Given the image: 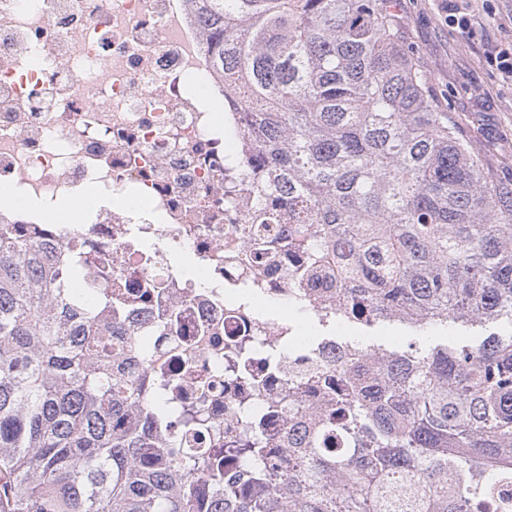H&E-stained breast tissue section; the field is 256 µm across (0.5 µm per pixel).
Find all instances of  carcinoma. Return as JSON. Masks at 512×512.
I'll use <instances>...</instances> for the list:
<instances>
[{
	"label": "carcinoma",
	"instance_id": "1",
	"mask_svg": "<svg viewBox=\"0 0 512 512\" xmlns=\"http://www.w3.org/2000/svg\"><path fill=\"white\" fill-rule=\"evenodd\" d=\"M187 2L260 169L230 260L257 273L288 240L294 287L336 280L329 324L512 326V190L433 106L389 0ZM125 303L112 259L3 227L0 512H512V334L341 343L342 386L291 423L283 466L248 409L223 447L185 446L220 430L159 397L156 329L113 320Z\"/></svg>",
	"mask_w": 512,
	"mask_h": 512
}]
</instances>
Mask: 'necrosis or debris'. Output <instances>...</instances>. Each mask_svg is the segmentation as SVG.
<instances>
[{"mask_svg": "<svg viewBox=\"0 0 512 512\" xmlns=\"http://www.w3.org/2000/svg\"><path fill=\"white\" fill-rule=\"evenodd\" d=\"M214 91L186 0H0V186L16 198L0 207V225L42 228L57 205L94 186L87 221L56 225L55 242L79 236L119 263L129 300L147 307L145 325L165 329L155 373L170 372L173 344L192 364L176 404L210 388L212 425L235 429L250 408L276 447L290 417L272 401L296 377H335L343 350L331 339L268 365L265 350L296 331L260 317L253 301L289 302L297 260L281 254L250 300L238 298L243 275L224 255L249 243L250 148L237 95L225 88L218 111ZM133 240L152 251L132 254ZM174 250L193 258L200 280L172 262ZM240 341L255 349L242 374L224 360ZM258 378L262 396L242 405Z\"/></svg>", "mask_w": 512, "mask_h": 512, "instance_id": "necrosis-or-debris-1", "label": "necrosis or debris"}]
</instances>
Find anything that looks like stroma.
Segmentation results:
<instances>
[{
    "label": "stroma",
    "instance_id": "35a3bbf8",
    "mask_svg": "<svg viewBox=\"0 0 512 512\" xmlns=\"http://www.w3.org/2000/svg\"><path fill=\"white\" fill-rule=\"evenodd\" d=\"M391 12L405 48L429 79L435 102L470 139L489 178L512 187V83L502 80L492 56L512 45V0H394ZM473 18L463 28L456 20ZM304 334L366 345L402 348L455 338L454 330L427 328L413 332L381 322L366 328L343 320L325 328L301 318Z\"/></svg>",
    "mask_w": 512,
    "mask_h": 512
}]
</instances>
